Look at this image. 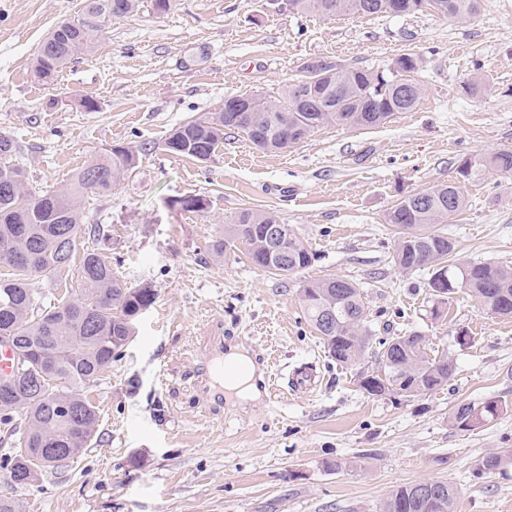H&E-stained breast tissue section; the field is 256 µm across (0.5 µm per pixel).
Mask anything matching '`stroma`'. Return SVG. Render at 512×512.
Returning a JSON list of instances; mask_svg holds the SVG:
<instances>
[{
	"mask_svg": "<svg viewBox=\"0 0 512 512\" xmlns=\"http://www.w3.org/2000/svg\"><path fill=\"white\" fill-rule=\"evenodd\" d=\"M81 5L0 0V135L17 143L35 191L66 184L104 149L140 150L132 176L86 195L84 212L109 229L99 245L115 275L151 286L156 300L92 388L97 442L31 486L0 475V496L43 512H380L397 487L443 480L458 489L455 512H512V463L477 472L512 448V317L486 314L462 289L440 304L431 269L395 265L399 229L384 219L401 195L453 179L463 159L512 150V0H483L470 22L325 18L267 0H173L159 13L143 0L136 15L107 22L57 86L44 85L37 48ZM405 52L421 59L422 97L377 128L329 125L277 153L232 131L205 163L164 147L172 128L219 111L227 96L276 97L308 59L375 70ZM88 92L97 111L79 104ZM463 190L466 210L439 226L457 261L512 267V175L490 171ZM195 194L210 199L208 211L169 205ZM245 209L275 212L316 261L276 276L239 244L214 262L208 245ZM330 277L359 285L376 336L417 332L429 354L452 358L448 385L413 397L362 393L357 377L374 368L373 354L338 365L302 311L301 283ZM219 341L257 363V386L209 408L198 364ZM267 358L284 373L314 367L317 387L268 398ZM490 398L506 411L468 430L451 423L459 404Z\"/></svg>",
	"mask_w": 512,
	"mask_h": 512,
	"instance_id": "stroma-1",
	"label": "stroma"
}]
</instances>
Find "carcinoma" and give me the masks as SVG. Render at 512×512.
<instances>
[{"label": "carcinoma", "instance_id": "obj_1", "mask_svg": "<svg viewBox=\"0 0 512 512\" xmlns=\"http://www.w3.org/2000/svg\"><path fill=\"white\" fill-rule=\"evenodd\" d=\"M278 9L313 12L331 18L341 14L410 16L429 10L458 20H473L482 0H276ZM140 0H83L82 22H60L42 41L34 60L37 78L54 85L59 73L92 51L112 18L135 15ZM336 92L329 102L305 107L296 104L298 85L283 87L273 100L258 102L263 114L292 121L313 132L328 125L374 128L397 112H410L419 103L421 84L419 58L402 53L388 71L369 70L325 61ZM241 131L263 151L289 148L278 137L264 139L248 118L232 125L224 112L190 120L165 139L166 149L176 155L198 158L215 154L224 145V134ZM16 145L0 136V256L17 260L0 265V336H12L26 352L22 373L12 394V404L0 407V468L11 481L26 487L47 470H57L48 448H71L74 461L96 437L100 415L90 397V387L112 368L134 336V321L155 301L147 285L130 288L112 272V257L93 247L77 250V239L89 234L93 240L106 236L99 224L87 225L81 205L89 192L107 194L139 164V151L128 147L105 150L80 167L69 183L53 191L34 192L25 181L22 167L11 161ZM512 173V150L471 156L457 167L468 181L480 171ZM467 199L462 184L450 181L405 195L387 211L385 222L401 228L394 248V262L411 271L444 261L448 286L444 297L462 288L476 304L494 317H512V267L487 260L454 263L452 238L433 229L450 216L462 213ZM276 224L283 229L284 247L291 264L287 274L297 273L315 261L316 254L298 237L291 225L276 214L243 210L224 225V236L209 246L210 256L224 259L229 246L247 247L251 262L272 273L281 267L269 262L262 248L263 229ZM42 276L52 285L49 292L32 287V278ZM307 321L318 333L329 355L341 366L358 364L373 336L365 324L362 293L356 284L342 278L307 281L300 288ZM374 353L376 367L361 373L358 387L370 396L397 393L407 397L443 387L454 375V363L445 354L430 356L425 337L417 332L379 342ZM475 406L463 403L453 411V423L461 430L476 426ZM443 512H454L457 488L436 480ZM382 512H433L420 484L398 487Z\"/></svg>", "mask_w": 512, "mask_h": 512}]
</instances>
